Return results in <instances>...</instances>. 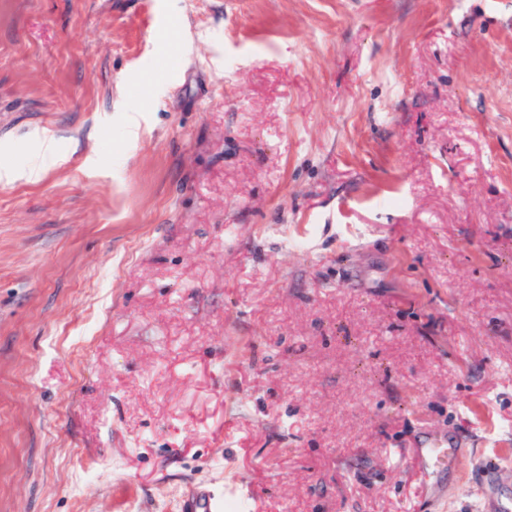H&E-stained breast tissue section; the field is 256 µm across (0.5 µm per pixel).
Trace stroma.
<instances>
[{
	"instance_id": "stroma-1",
	"label": "stroma",
	"mask_w": 512,
	"mask_h": 512,
	"mask_svg": "<svg viewBox=\"0 0 512 512\" xmlns=\"http://www.w3.org/2000/svg\"><path fill=\"white\" fill-rule=\"evenodd\" d=\"M38 160L0 512L512 501V0H0V164ZM456 457L455 449L445 443H432L429 448L425 449L426 464L432 472L452 465L456 462Z\"/></svg>"
}]
</instances>
